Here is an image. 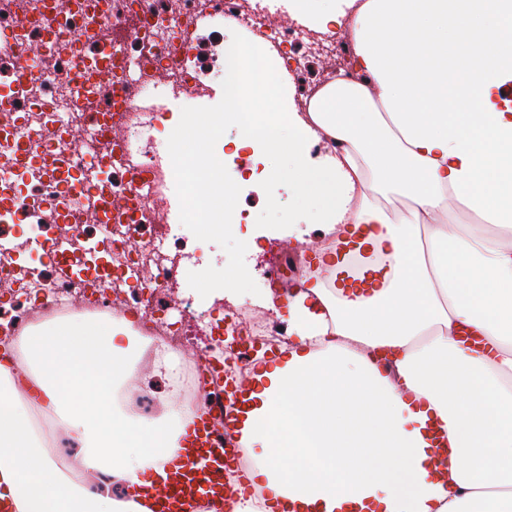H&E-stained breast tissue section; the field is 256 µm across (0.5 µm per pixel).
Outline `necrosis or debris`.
<instances>
[{
  "instance_id": "obj_1",
  "label": "necrosis or debris",
  "mask_w": 512,
  "mask_h": 512,
  "mask_svg": "<svg viewBox=\"0 0 512 512\" xmlns=\"http://www.w3.org/2000/svg\"><path fill=\"white\" fill-rule=\"evenodd\" d=\"M51 28H42L43 15ZM260 40L282 60L295 102L336 75L355 80L346 62L350 32L312 29L295 19L273 23L264 0H0V283L41 299L28 321L93 311L131 320L154 342L141 366L153 367L156 352H183L175 383L186 410L207 409L211 426L223 427L225 396L205 371L222 360L227 379L249 376L238 355H225L213 326L200 322L203 344L194 354L163 310L165 290L182 270L174 254H195L193 238L169 232L179 221L174 173L141 142L170 105L210 100L224 78V30ZM121 28L141 30L133 42L117 39ZM95 33L84 42L77 31ZM41 43L36 82L24 78L28 49ZM82 59L88 72L109 65L123 74L126 92L116 103L95 83L75 89L68 71ZM318 77H311L313 65ZM111 157L109 167L100 161ZM83 193L72 210L56 198L72 186ZM95 296H88L89 281ZM227 335L244 345H287L286 329L250 309L236 313Z\"/></svg>"
}]
</instances>
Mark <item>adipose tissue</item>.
Instances as JSON below:
<instances>
[{
    "instance_id": "adipose-tissue-1",
    "label": "adipose tissue",
    "mask_w": 512,
    "mask_h": 512,
    "mask_svg": "<svg viewBox=\"0 0 512 512\" xmlns=\"http://www.w3.org/2000/svg\"><path fill=\"white\" fill-rule=\"evenodd\" d=\"M292 7L348 24L363 80L283 109L265 46L243 41L229 51L252 88L233 108L261 113L249 132L287 160L300 206L369 259L353 270L320 250L332 286L311 274L261 295L291 343L254 360L239 418L263 496L233 512H512V0ZM321 131L345 144L323 163L307 150ZM456 209L471 223L450 222ZM151 343L90 312L0 340V512H151L193 422L174 393L155 419L122 407ZM38 409L77 447L66 468Z\"/></svg>"
}]
</instances>
